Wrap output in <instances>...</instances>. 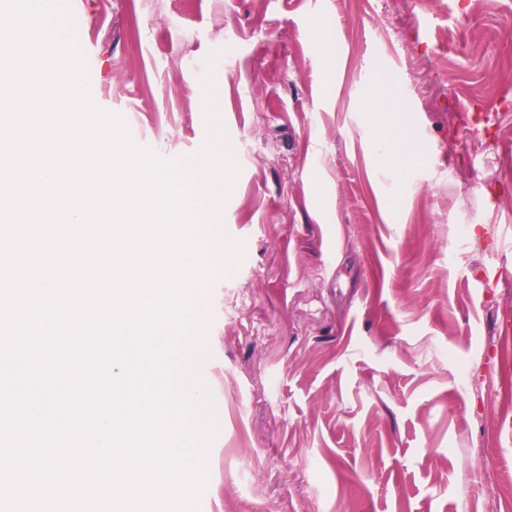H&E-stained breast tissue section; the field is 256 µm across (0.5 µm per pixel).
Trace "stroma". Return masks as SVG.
Returning <instances> with one entry per match:
<instances>
[{
  "instance_id": "stroma-1",
  "label": "stroma",
  "mask_w": 512,
  "mask_h": 512,
  "mask_svg": "<svg viewBox=\"0 0 512 512\" xmlns=\"http://www.w3.org/2000/svg\"><path fill=\"white\" fill-rule=\"evenodd\" d=\"M95 104L188 159L216 95L233 176L194 331L213 512H512V0H63ZM329 23L337 70L313 27ZM420 164L384 171L377 73ZM400 183L398 220L387 190ZM380 82L385 86V95L378 100H368L365 102V112H371L374 116L378 117L381 121L385 118V112H390L388 104L391 99L397 95L396 86L389 83L383 76L380 77Z\"/></svg>"
}]
</instances>
